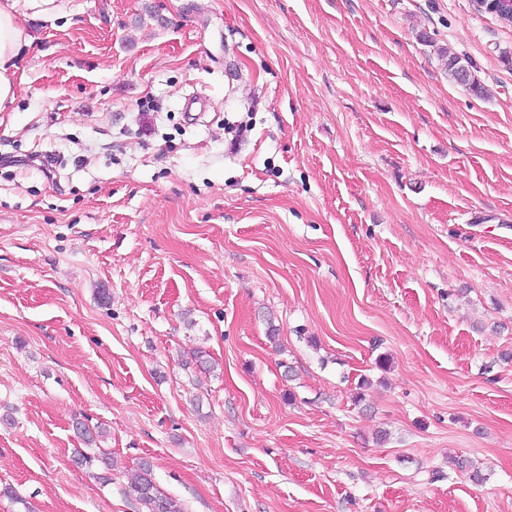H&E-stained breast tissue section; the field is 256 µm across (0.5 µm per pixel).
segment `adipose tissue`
Returning a JSON list of instances; mask_svg holds the SVG:
<instances>
[{
  "instance_id": "obj_1",
  "label": "adipose tissue",
  "mask_w": 512,
  "mask_h": 512,
  "mask_svg": "<svg viewBox=\"0 0 512 512\" xmlns=\"http://www.w3.org/2000/svg\"><path fill=\"white\" fill-rule=\"evenodd\" d=\"M29 10L47 17L59 12L56 0H0V109L16 99L18 60L32 41L20 18Z\"/></svg>"
}]
</instances>
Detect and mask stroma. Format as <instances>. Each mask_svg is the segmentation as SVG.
<instances>
[{"instance_id": "1", "label": "stroma", "mask_w": 512, "mask_h": 512, "mask_svg": "<svg viewBox=\"0 0 512 512\" xmlns=\"http://www.w3.org/2000/svg\"><path fill=\"white\" fill-rule=\"evenodd\" d=\"M59 5L0 112V512H139L143 460L185 512H512V24ZM438 55L444 61V67L448 74L458 83L468 87L474 94L481 96L483 87L473 76L469 63L459 55L449 52L444 48L438 51Z\"/></svg>"}]
</instances>
